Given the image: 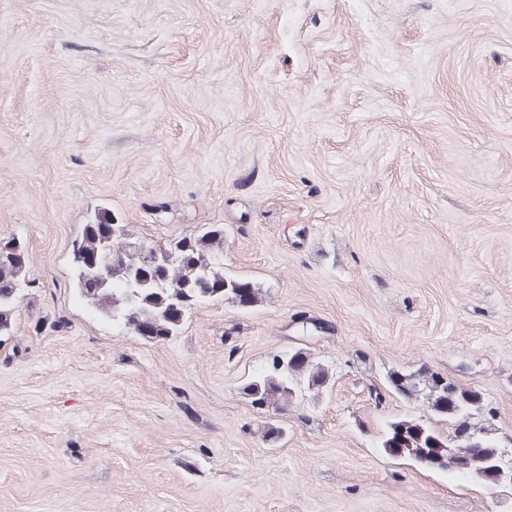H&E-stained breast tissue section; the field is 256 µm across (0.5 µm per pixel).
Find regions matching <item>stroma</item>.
<instances>
[{
	"label": "stroma",
	"mask_w": 512,
	"mask_h": 512,
	"mask_svg": "<svg viewBox=\"0 0 512 512\" xmlns=\"http://www.w3.org/2000/svg\"><path fill=\"white\" fill-rule=\"evenodd\" d=\"M104 210L154 244L223 225L262 303L162 340L102 317L71 242ZM11 238L33 286L0 343V512H512L379 446L430 416L392 366L512 434V0H0ZM300 348L331 390L253 407Z\"/></svg>",
	"instance_id": "1"
}]
</instances>
